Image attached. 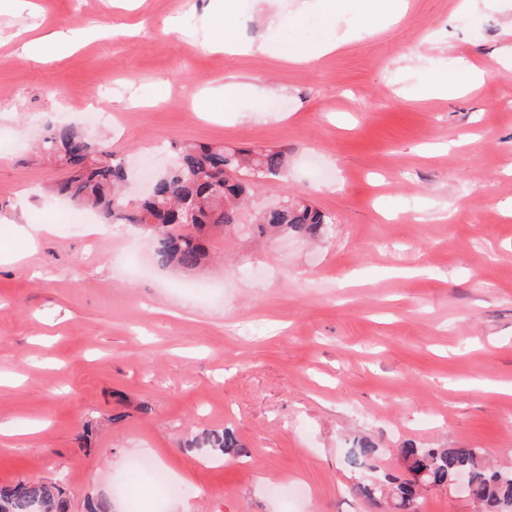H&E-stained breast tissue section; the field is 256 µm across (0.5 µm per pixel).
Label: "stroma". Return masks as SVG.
<instances>
[{"label":"stroma","mask_w":512,"mask_h":512,"mask_svg":"<svg viewBox=\"0 0 512 512\" xmlns=\"http://www.w3.org/2000/svg\"><path fill=\"white\" fill-rule=\"evenodd\" d=\"M247 52L217 48L209 0H13L0 11V484L59 482L69 512L127 484L140 512H389L357 481L398 476V448H478L512 469V70L496 62L512 0H407L377 32L359 0H335L347 43L283 63L328 35L317 0H230ZM280 25L267 24L270 16ZM64 32L73 48L26 42ZM463 80L424 92L422 59ZM266 84L268 94L249 87ZM225 90L215 111L212 95ZM94 110L107 120L87 126ZM107 140L133 177L128 198L186 143L288 153L256 180L221 263L197 274L129 272L148 238L48 198L62 173L33 164L47 124ZM303 198L327 237L258 235L260 211ZM53 225L27 243L21 228ZM228 428L243 456L191 447ZM377 442L376 469L348 462ZM152 458L169 489L136 474Z\"/></svg>","instance_id":"35a3bbf8"}]
</instances>
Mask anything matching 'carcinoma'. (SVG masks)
Segmentation results:
<instances>
[{
  "mask_svg": "<svg viewBox=\"0 0 512 512\" xmlns=\"http://www.w3.org/2000/svg\"><path fill=\"white\" fill-rule=\"evenodd\" d=\"M41 157L64 167L65 175L52 187L55 197H70L99 209L115 224H129L153 241V258L160 268L198 271L210 257L213 238L237 226L239 207L255 186L240 171L258 172L279 179L286 170L283 150H228L206 144H187L177 153L172 168L156 183L154 194L129 203L118 196L128 173L123 160L104 143H93L69 126L48 127L37 147ZM331 217L314 204L296 200L266 209L257 231L323 236ZM224 453L230 448L246 454L227 429L204 433L194 444ZM381 454L368 439L357 441L348 456L354 468L373 467ZM404 478L354 485L364 501L381 505L384 490L392 491L394 512H419L421 490L448 486L461 469L470 472L472 496L488 512H504L512 504V472L493 469L478 448H419L409 443L400 450ZM69 503L56 483L22 480L0 486V512H68Z\"/></svg>",
  "mask_w": 512,
  "mask_h": 512,
  "instance_id": "1",
  "label": "carcinoma"
}]
</instances>
